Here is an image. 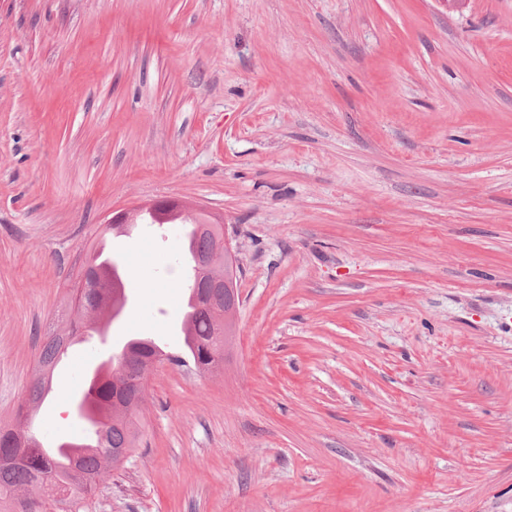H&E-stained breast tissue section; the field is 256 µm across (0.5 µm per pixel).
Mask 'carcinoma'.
Here are the masks:
<instances>
[{"mask_svg":"<svg viewBox=\"0 0 512 512\" xmlns=\"http://www.w3.org/2000/svg\"><path fill=\"white\" fill-rule=\"evenodd\" d=\"M200 223L197 218L185 221L187 235L195 241V248L188 258L190 262L193 257L210 253L215 247L214 235L199 231L197 225ZM84 266L86 272L82 274L77 297L81 313L44 338L36 368L42 378L31 384L24 403L15 413L13 424L0 428V504L8 503L19 508V512H41L44 502L38 494L48 486L69 489V512H81V501L90 497L106 474L121 462L117 452L134 447L137 439L135 416L147 398V388L137 387L134 381L161 356L144 341V337H130L122 346L120 362L112 363L98 376L86 377L80 398L84 410H89L95 399L102 404L98 418L81 415L83 425L93 435L87 454L61 462L43 455L40 447L27 444V440L35 435L31 429V416L49 395L55 369L62 357L71 346L100 332V316L109 312L110 289L102 279L96 259L86 260ZM218 324L214 311L193 305L184 327L185 356L169 355L167 360L183 363L188 358L199 370H213L224 361V338L215 335ZM24 447L28 448L25 457L19 463L14 462L13 458Z\"/></svg>","mask_w":512,"mask_h":512,"instance_id":"carcinoma-1","label":"carcinoma"}]
</instances>
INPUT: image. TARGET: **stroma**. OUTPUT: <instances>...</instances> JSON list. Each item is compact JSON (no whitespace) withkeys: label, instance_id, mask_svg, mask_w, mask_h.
<instances>
[{"label":"stroma","instance_id":"1","mask_svg":"<svg viewBox=\"0 0 512 512\" xmlns=\"http://www.w3.org/2000/svg\"><path fill=\"white\" fill-rule=\"evenodd\" d=\"M219 216L238 323L217 370L150 377L86 512H512V0H0V424L86 247L127 273L106 343L167 340L184 228Z\"/></svg>","mask_w":512,"mask_h":512}]
</instances>
